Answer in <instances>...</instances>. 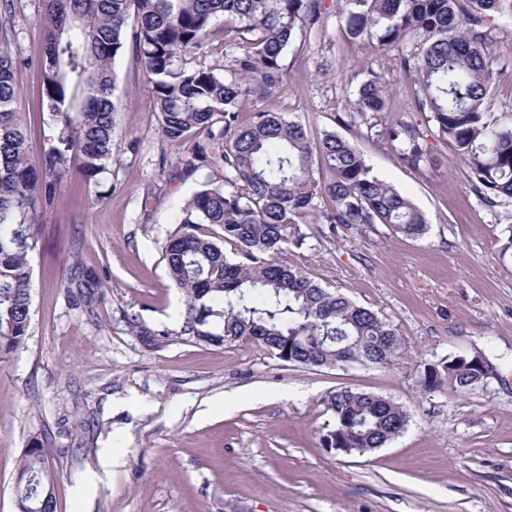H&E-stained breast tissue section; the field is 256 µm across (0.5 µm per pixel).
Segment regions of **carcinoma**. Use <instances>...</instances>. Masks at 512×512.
Instances as JSON below:
<instances>
[{
	"label": "carcinoma",
	"mask_w": 512,
	"mask_h": 512,
	"mask_svg": "<svg viewBox=\"0 0 512 512\" xmlns=\"http://www.w3.org/2000/svg\"><path fill=\"white\" fill-rule=\"evenodd\" d=\"M0 17V352L17 349L31 322L37 210L53 207V184L76 174L95 195L121 143L112 100L114 63L129 53L151 84V106L170 142L197 136L187 173L220 175L196 191L163 245L169 279L183 297L179 330L153 329L127 316L150 347L176 339L201 346L250 341L284 363L313 369L393 365L406 350L397 328L282 260L293 246L324 235L306 221L326 201L319 223L374 228L407 238L427 231L423 213L378 178L364 152L334 131L309 138L300 122L256 106L286 81L283 63L295 37L317 25L325 0H43L37 60L41 108L54 129L40 168L27 154L28 128L12 108L16 62L9 50L12 5ZM348 35L388 49L410 47L393 65L419 87L415 108L470 170V192L487 207L512 200V121L489 111L492 64L501 55L495 22L512 21V0H339ZM224 45L238 53L222 69L188 70L181 56L202 52L218 21ZM375 71L361 84L340 123L393 149L413 170L426 165L425 133L406 121L382 123L387 96ZM212 224L220 232L202 231ZM98 281L74 278L87 304ZM473 356L450 355L423 368L428 389L463 395L484 381ZM331 421L320 442L359 455L383 448L409 421L389 397L342 387L324 399ZM18 474V512L57 484L40 439L26 449Z\"/></svg>",
	"instance_id": "carcinoma-1"
}]
</instances>
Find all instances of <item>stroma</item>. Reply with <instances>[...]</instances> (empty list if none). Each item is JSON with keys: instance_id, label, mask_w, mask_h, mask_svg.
Masks as SVG:
<instances>
[{"instance_id": "obj_1", "label": "stroma", "mask_w": 512, "mask_h": 512, "mask_svg": "<svg viewBox=\"0 0 512 512\" xmlns=\"http://www.w3.org/2000/svg\"><path fill=\"white\" fill-rule=\"evenodd\" d=\"M326 5L320 23L290 45L288 81L267 107L311 136L334 130L358 141L375 174L410 197L429 227L407 239L383 224L341 226L285 258L387 318L407 355L387 368L305 369L251 343L150 349L130 333V313L156 329L179 327L183 296L162 247L211 173L182 176L191 143L162 137L146 77L131 55L120 56L113 99L122 143L104 193L94 197L71 176L57 186L54 208L39 211L31 325L17 350L0 352V512H17L19 460L46 432L56 512H512V257L501 253L512 200L482 205L466 165L434 136L426 138L429 162L416 171L336 125L373 71L390 84L388 121L424 116L392 52L349 38L336 0ZM40 9V0H13L14 109L29 127L36 165L45 148L34 65ZM496 35L504 52L493 63L491 109L507 115L512 23ZM77 270L102 283L93 308L66 289ZM477 351L495 372L475 390L456 396L423 386L425 365ZM345 386L402 404L405 431L364 456L327 452L324 400ZM107 449L120 462L104 473ZM96 471L95 491L78 495Z\"/></svg>"}]
</instances>
